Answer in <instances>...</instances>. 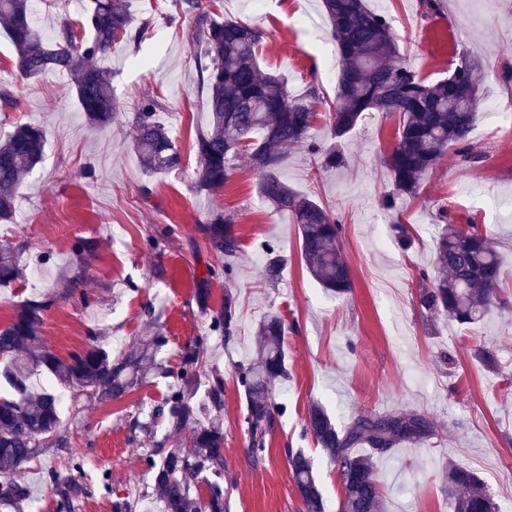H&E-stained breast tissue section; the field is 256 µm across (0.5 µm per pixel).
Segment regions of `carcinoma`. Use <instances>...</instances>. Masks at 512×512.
Returning <instances> with one entry per match:
<instances>
[{"instance_id": "carcinoma-1", "label": "carcinoma", "mask_w": 512, "mask_h": 512, "mask_svg": "<svg viewBox=\"0 0 512 512\" xmlns=\"http://www.w3.org/2000/svg\"><path fill=\"white\" fill-rule=\"evenodd\" d=\"M219 0H172L176 14L192 19V45L199 80L208 90L210 123L199 134L198 183L219 189L228 180L230 162L244 154L259 173V193L280 213L298 225L300 251L311 276L328 292L347 293L351 277L339 246L342 227L336 215L299 193L280 177L288 148L306 146L324 156L323 165L334 168L341 161L336 142L341 141L370 112H386L398 118L397 137L385 160L390 190L382 206L391 211L402 196H414L438 161L454 148L473 160L470 135L478 119V92L483 64L475 55H464L448 77L429 84L400 55L388 19L370 9L366 0H322V9L336 44L340 70L334 101L328 108V125L335 143L323 147L311 140L314 104L323 102L316 86L294 96L279 76L261 70L257 53L265 39L263 31L231 18H216ZM132 0H90L78 21L90 37L79 36L70 22L59 26L46 40L35 27L36 0H0V25L15 50L16 69L26 79L48 71L70 76L78 104L88 122L104 127L119 116L112 91V73L96 64L117 41H136L146 23L135 26ZM159 104L142 103L134 113L133 149L145 172L164 174L180 165L181 157L165 127L157 121ZM45 131L42 126L20 123L0 139V220L12 217L21 177L42 160ZM215 252L220 268L215 276L229 279L235 270L240 241L235 218L217 213L199 226ZM265 277L278 282L283 259L275 247ZM20 268L15 254L0 247V285L17 279ZM505 267L495 242L476 224L462 229L446 224L436 239L434 277L418 294L422 311L458 324L481 322L498 304V291ZM46 301H30L18 307L9 323L0 327V375L10 393L0 395V505L21 512L29 500L25 484L15 475L30 462L40 442L55 437L60 427L59 396L30 383L34 373L47 372L77 394L101 401L119 399L130 391L150 364L149 349L161 344L155 337L141 350L114 359L112 352L92 340L89 347L58 357L38 333ZM213 328L228 341L237 329L236 305L224 297V309L212 318ZM259 354L255 362L237 368L236 381L247 396L251 448L259 450L270 430L277 404L274 387L286 375L283 348L284 322L277 312L267 313L257 329ZM203 372L194 353L186 356L176 373L181 386L158 407L171 432L193 426L189 444L157 448L145 462L164 512H225L224 433L212 422L198 418L185 386ZM206 397L214 408L224 406V380H208ZM317 445L336 466L343 487L338 512H385L373 457L362 454L359 445L377 448L380 441L392 448L403 440L428 435L431 425L423 417L405 413L361 419L340 432L326 409L313 405L305 424ZM288 465L303 506V512H325L323 496L314 478L310 460L300 451L288 454ZM450 512H496L483 480L466 468L448 466ZM205 484L208 498L198 499L194 489Z\"/></svg>"}]
</instances>
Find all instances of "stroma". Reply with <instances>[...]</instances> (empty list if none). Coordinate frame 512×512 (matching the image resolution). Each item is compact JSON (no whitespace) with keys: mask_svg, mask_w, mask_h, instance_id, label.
Segmentation results:
<instances>
[{"mask_svg":"<svg viewBox=\"0 0 512 512\" xmlns=\"http://www.w3.org/2000/svg\"><path fill=\"white\" fill-rule=\"evenodd\" d=\"M225 17L265 33L258 53L263 71L280 76L292 94L309 85L334 97L324 72L336 57L319 0H222ZM390 18L410 66L432 83L448 76L459 51L479 56L484 80L471 141L479 161L448 152L414 197L384 210L390 176L383 165L396 140L397 119L374 112L341 144L340 166L322 169L307 147L289 149L282 178L333 211L353 279L351 292L324 291L308 272L291 217L274 212L258 192L246 157L234 162L224 188L200 189L196 139L207 127V92L200 86L190 19L169 0H133L149 25L141 42L113 45L104 66L121 115L112 126L90 127L68 76L49 72L18 78L15 52L0 29V89L13 108L0 111V137L19 122L45 126L43 160L21 179L13 221L0 222V244L19 255L21 275L0 287V325L26 302L48 301L40 331L59 357L121 341L117 357L162 337L154 365L122 398L63 403L58 440L39 449L22 479L30 493L23 512H57L68 494L70 512H164L145 464L166 442L170 427L154 410L170 392L189 352L206 371L195 384L203 404L207 378L224 379V407L208 412L224 430L227 512H302L288 466V450L310 457L326 512H337L343 489L323 448L304 431L308 409L322 405L338 430L361 418L418 413L433 426L428 437L374 455L387 512H448L446 466L474 470L499 512H512V129L491 114L512 107V0H441L427 13L420 0H368ZM155 98L156 117L171 133L182 161L148 177L131 146V118L143 99ZM235 217L241 249L232 278L209 277L218 260L200 232L210 215ZM406 224L401 246L391 227ZM475 224L495 239L509 273L504 308L472 325L427 317L418 304L428 287L434 245L443 223ZM92 251L76 254L78 241ZM284 260L281 281L270 286L264 242ZM207 288V309L196 294ZM233 296L238 313L233 340L213 331V316ZM270 311L286 323L287 375L275 388L279 410L262 450L249 446L247 403L238 366L256 356L257 327ZM493 351L497 365L474 358ZM84 462L71 470L73 456ZM109 484H102V474Z\"/></svg>","mask_w":512,"mask_h":512,"instance_id":"stroma-1","label":"stroma"}]
</instances>
